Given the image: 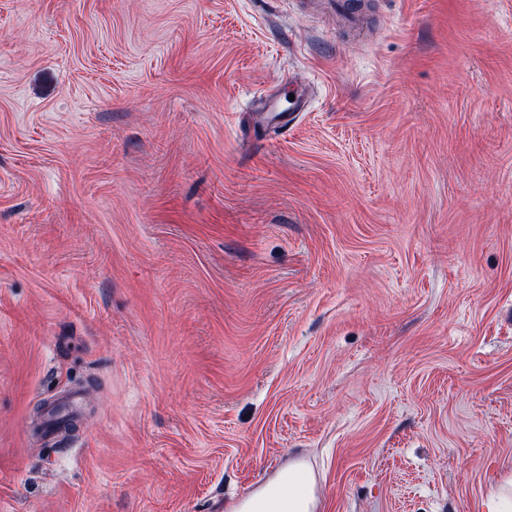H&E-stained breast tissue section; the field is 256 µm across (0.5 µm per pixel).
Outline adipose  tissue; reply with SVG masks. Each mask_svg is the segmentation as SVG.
Here are the masks:
<instances>
[{
  "label": "adipose tissue",
  "instance_id": "obj_1",
  "mask_svg": "<svg viewBox=\"0 0 512 512\" xmlns=\"http://www.w3.org/2000/svg\"><path fill=\"white\" fill-rule=\"evenodd\" d=\"M315 478L301 462L288 463L232 512H316Z\"/></svg>",
  "mask_w": 512,
  "mask_h": 512
}]
</instances>
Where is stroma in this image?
<instances>
[{
	"mask_svg": "<svg viewBox=\"0 0 512 512\" xmlns=\"http://www.w3.org/2000/svg\"><path fill=\"white\" fill-rule=\"evenodd\" d=\"M0 0V512H485L512 468V0ZM311 82L282 137L243 110ZM315 478L302 462H290L232 512H316Z\"/></svg>",
	"mask_w": 512,
	"mask_h": 512,
	"instance_id": "obj_1",
	"label": "stroma"
}]
</instances>
